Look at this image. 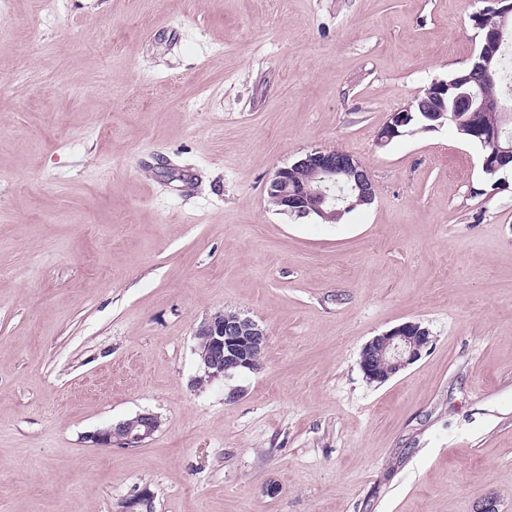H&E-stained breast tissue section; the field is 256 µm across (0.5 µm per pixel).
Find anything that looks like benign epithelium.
<instances>
[{"label":"benign epithelium","mask_w":512,"mask_h":512,"mask_svg":"<svg viewBox=\"0 0 512 512\" xmlns=\"http://www.w3.org/2000/svg\"><path fill=\"white\" fill-rule=\"evenodd\" d=\"M512 17V4L501 8L500 27L485 34L482 50L473 58L471 71L480 79H490L496 71V60L491 46L501 42ZM458 88L453 104L472 112L482 127L486 141L495 144L493 153L482 159V170L494 174L501 164L512 159V141L500 144L503 127L511 120L509 114L495 99L473 93L466 82L455 84ZM411 118V107L391 113L378 132L381 146L405 133ZM301 169L309 170V179L297 186L294 176ZM343 180L357 191V199L370 203L374 200V180L368 169L351 152L345 150L314 149L291 166L279 169L267 186L281 211L298 217L317 214L323 221L336 218V202L328 193L329 185ZM198 354L203 375L196 385L229 378L240 368H254L265 348L266 335L249 317L236 315L227 319L219 313L197 329ZM431 343L430 332L415 322H406L388 332L372 338L362 348L360 368L370 383L382 384L418 361ZM160 427L158 415L139 413L99 430L91 439L99 445L119 448H137L151 438ZM122 512H153L151 495L141 493L123 505Z\"/></svg>","instance_id":"obj_1"}]
</instances>
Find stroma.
<instances>
[{"label":"stroma","instance_id":"1","mask_svg":"<svg viewBox=\"0 0 512 512\" xmlns=\"http://www.w3.org/2000/svg\"><path fill=\"white\" fill-rule=\"evenodd\" d=\"M479 0H8L0 13V512H512V171L377 134L467 68ZM355 154L337 224L267 185ZM258 370L197 388L195 331ZM422 357L381 385L363 346ZM151 411L130 449L94 445ZM301 169H308L310 174L308 181L299 188L294 176ZM339 180L351 184L352 190L357 191V199L349 198L336 207L334 197L328 193V184ZM267 194L274 198L283 213L298 217L315 213L325 223L334 218L339 223L346 214L370 205L357 204L356 200L372 203L375 196L374 180L368 169L353 153L339 149H314L291 166L279 169L267 186ZM349 203L352 207L346 208ZM195 335L200 340L198 354L203 369L196 380L200 387L232 377L239 368L254 369L266 345V335L259 325L239 314L234 319H226L224 313L215 314L200 325ZM430 332L419 323L406 322L375 336L362 348L360 368L369 383L382 384L418 361L431 343ZM383 364V371L377 362ZM160 427L158 415L151 412L136 414L91 436L96 444L119 448H137L150 439Z\"/></svg>","mask_w":512,"mask_h":512}]
</instances>
